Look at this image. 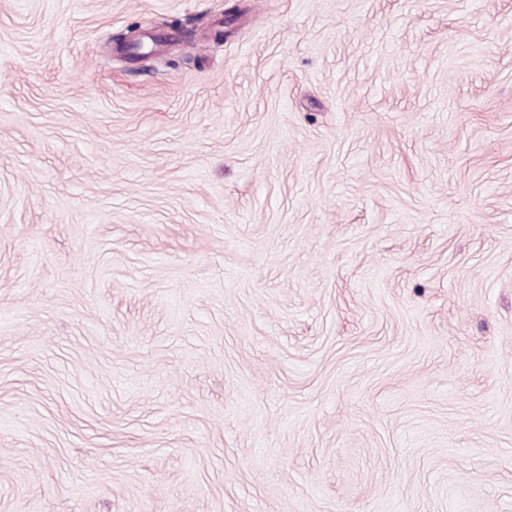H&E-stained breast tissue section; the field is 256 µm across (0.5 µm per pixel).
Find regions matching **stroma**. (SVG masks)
<instances>
[{"mask_svg":"<svg viewBox=\"0 0 512 512\" xmlns=\"http://www.w3.org/2000/svg\"><path fill=\"white\" fill-rule=\"evenodd\" d=\"M0 512H512V0H0Z\"/></svg>","mask_w":512,"mask_h":512,"instance_id":"1","label":"stroma"}]
</instances>
